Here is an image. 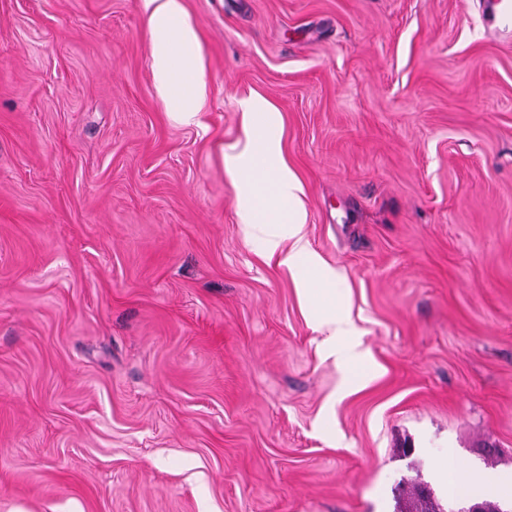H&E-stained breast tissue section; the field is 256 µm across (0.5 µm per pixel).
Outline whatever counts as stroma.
Masks as SVG:
<instances>
[{
    "instance_id": "1",
    "label": "stroma",
    "mask_w": 512,
    "mask_h": 512,
    "mask_svg": "<svg viewBox=\"0 0 512 512\" xmlns=\"http://www.w3.org/2000/svg\"><path fill=\"white\" fill-rule=\"evenodd\" d=\"M479 2L185 0L187 127L140 0H0V512H395L512 471V37ZM253 94L361 369L240 222ZM155 89L184 125L201 124L207 97L206 62L197 27L184 0H141Z\"/></svg>"
}]
</instances>
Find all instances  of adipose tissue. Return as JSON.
<instances>
[{
  "instance_id": "1",
  "label": "adipose tissue",
  "mask_w": 512,
  "mask_h": 512,
  "mask_svg": "<svg viewBox=\"0 0 512 512\" xmlns=\"http://www.w3.org/2000/svg\"><path fill=\"white\" fill-rule=\"evenodd\" d=\"M150 44V67L155 89L171 104L177 120L200 124L207 97L206 62L198 30L185 0H141ZM239 108L248 125L245 151L230 158L227 167L238 184L239 210L246 233L261 242L262 255L292 271L317 270L321 293L336 298L335 274L310 251L304 228L307 211L302 187L281 155L277 111L261 96L242 99ZM318 327L328 332L330 354L350 367L361 366L355 332L341 315L319 317Z\"/></svg>"
}]
</instances>
